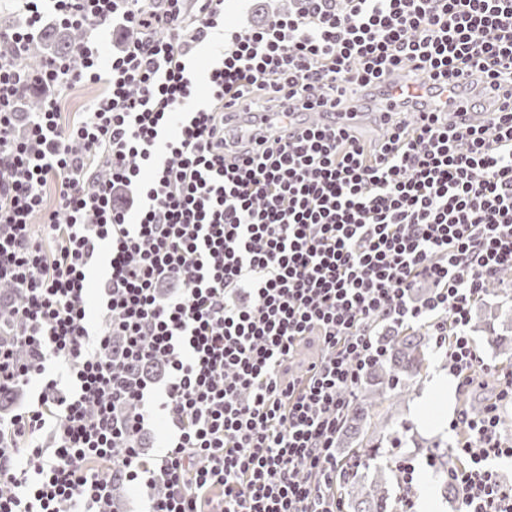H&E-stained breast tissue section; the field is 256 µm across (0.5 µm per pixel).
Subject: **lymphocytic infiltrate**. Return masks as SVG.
<instances>
[{
	"mask_svg": "<svg viewBox=\"0 0 512 512\" xmlns=\"http://www.w3.org/2000/svg\"><path fill=\"white\" fill-rule=\"evenodd\" d=\"M292 2L239 31L224 0H25V27L0 30V287L16 322L0 401L26 395L0 412V512H112L118 482L147 489L145 512H342L336 437L384 335L426 326L461 389L484 370L471 312L512 271V0ZM48 20L88 36L29 69ZM105 24L131 37L106 63L91 38ZM400 74L470 75L503 103L472 125L402 102L412 123L372 148L327 122L260 135L256 96L336 112ZM80 83L106 91L62 123ZM28 92L41 107L22 140ZM509 403L511 374L451 422L460 512H512L492 467L512 458ZM156 415L168 437L148 458Z\"/></svg>",
	"mask_w": 512,
	"mask_h": 512,
	"instance_id": "lymphocytic-infiltrate-1",
	"label": "lymphocytic infiltrate"
}]
</instances>
